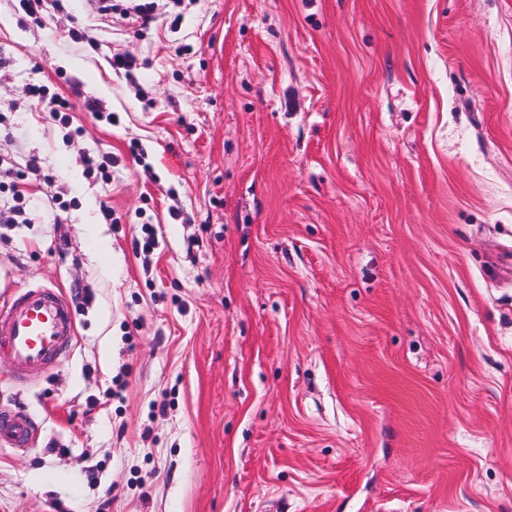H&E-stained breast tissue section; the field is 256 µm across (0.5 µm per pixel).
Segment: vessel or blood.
<instances>
[{"label":"vessel or blood","mask_w":512,"mask_h":512,"mask_svg":"<svg viewBox=\"0 0 512 512\" xmlns=\"http://www.w3.org/2000/svg\"><path fill=\"white\" fill-rule=\"evenodd\" d=\"M75 334L72 314L59 290L30 289L0 310V354L18 372L50 366L69 349ZM33 432L27 417L0 415V441L26 444Z\"/></svg>","instance_id":"b4317fda"}]
</instances>
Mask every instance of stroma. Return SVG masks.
I'll return each mask as SVG.
<instances>
[{"label": "stroma", "mask_w": 512, "mask_h": 512, "mask_svg": "<svg viewBox=\"0 0 512 512\" xmlns=\"http://www.w3.org/2000/svg\"><path fill=\"white\" fill-rule=\"evenodd\" d=\"M137 4L0 0V512H512V0ZM28 98L41 103L44 108L50 112L53 118L60 121H67V115H61L62 112H69V101L60 94H50V91L44 85H29L25 91ZM74 335L69 305L54 288L27 290L0 310V357L4 353L20 373L59 361ZM32 432V423L27 417L0 415V441L24 445L30 439Z\"/></svg>", "instance_id": "obj_1"}]
</instances>
